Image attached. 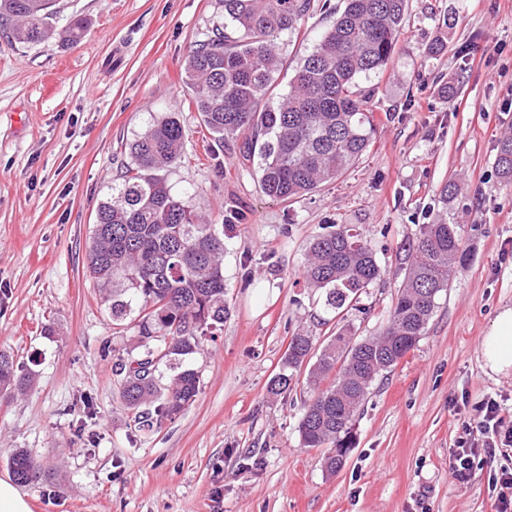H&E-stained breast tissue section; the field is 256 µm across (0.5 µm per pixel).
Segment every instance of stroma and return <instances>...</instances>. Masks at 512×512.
<instances>
[{
	"mask_svg": "<svg viewBox=\"0 0 512 512\" xmlns=\"http://www.w3.org/2000/svg\"><path fill=\"white\" fill-rule=\"evenodd\" d=\"M314 4L278 39L288 68L345 0ZM75 16L87 32L74 44H20L0 30V347L35 373L25 394L0 397V476L15 448L50 472L25 490L33 512H494L489 478L504 457L477 456L465 482H449L448 466L460 438L479 439L483 400L512 414V372L488 373L479 353L512 307V186L495 171L512 131V0H408L407 41L358 80L375 92L372 145L288 202L262 194L235 145L213 149L186 91L184 59L223 26L220 0H61L56 27ZM440 38L447 52L431 55ZM166 112L186 138L165 178L224 238L231 314L195 358V401L143 430L117 371L135 330H113L86 250L126 144ZM451 179L459 192L447 201ZM438 221L460 225L470 262L417 346L373 384L354 447L327 475L323 450L298 435L308 367L281 395L267 385L294 333L321 347L344 325L381 332L410 245ZM332 223L370 239L384 270L339 314L301 277Z\"/></svg>",
	"mask_w": 512,
	"mask_h": 512,
	"instance_id": "stroma-1",
	"label": "stroma"
}]
</instances>
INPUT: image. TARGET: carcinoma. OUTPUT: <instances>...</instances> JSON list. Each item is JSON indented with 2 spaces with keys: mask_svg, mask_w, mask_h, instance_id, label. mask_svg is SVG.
I'll list each match as a JSON object with an SVG mask.
<instances>
[{
  "mask_svg": "<svg viewBox=\"0 0 512 512\" xmlns=\"http://www.w3.org/2000/svg\"><path fill=\"white\" fill-rule=\"evenodd\" d=\"M224 29L192 49L184 78L214 145L246 136L244 156L259 158V187L289 201L333 182L367 151L376 131L371 94L358 88L362 74L382 70L405 34L407 0H346L314 50L294 69L288 92L273 95L283 66L279 35L311 9V0H221ZM56 0H0V24L19 43H40L54 33ZM186 132L166 112L129 144L120 182L99 203L86 269L101 293L112 325L134 322L127 362L121 365L123 398L142 428L179 416L195 400L200 372L185 361L203 350L205 336L224 325V239L213 225L174 194L162 171L181 156ZM495 169L512 183V134L497 146ZM460 227L423 224L388 325L357 338L341 329L314 355L313 337L291 336L268 392L288 390L293 372L315 359L308 383L312 399L298 426L305 448H328L332 475L353 447V420L380 373L418 344L452 273L466 266ZM370 242L348 224H329L306 255L303 279L324 291L339 310L381 276ZM157 358L151 372L137 363ZM33 374L0 349V393H25ZM8 465L34 487L50 478L27 450L14 449Z\"/></svg>",
  "mask_w": 512,
  "mask_h": 512,
  "instance_id": "1",
  "label": "carcinoma"
}]
</instances>
